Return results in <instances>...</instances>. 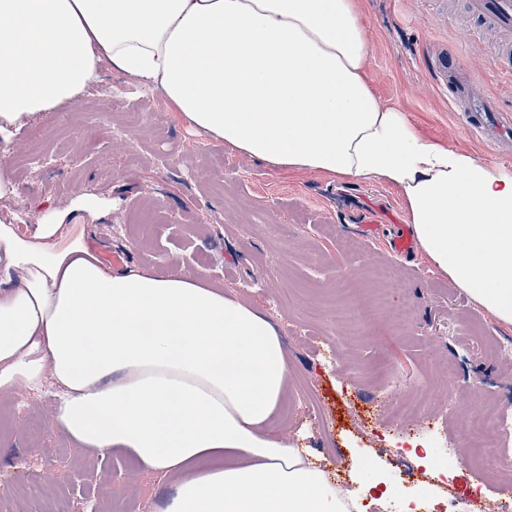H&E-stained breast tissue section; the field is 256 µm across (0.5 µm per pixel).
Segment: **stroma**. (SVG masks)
I'll return each instance as SVG.
<instances>
[{
  "label": "stroma",
  "mask_w": 512,
  "mask_h": 512,
  "mask_svg": "<svg viewBox=\"0 0 512 512\" xmlns=\"http://www.w3.org/2000/svg\"><path fill=\"white\" fill-rule=\"evenodd\" d=\"M369 42L367 73L379 101L405 113L423 138L512 169V141L467 127L451 84L434 66L460 52L462 72L500 111L512 113V53L468 0H358ZM14 194L0 223L31 231L80 197L102 218L84 231L119 271L134 263L202 277L249 301L277 327L293 384L280 419L357 512H405L409 497H440L451 477L481 491L485 512L512 483L470 461L486 436L468 431L478 402L512 405V341L500 322L422 251L399 256L358 230L364 220L406 224L399 188L312 170L273 169L205 134L187 131L166 98L105 70L80 102L41 112L0 140ZM392 268L402 287L387 289ZM50 393L25 384L0 393V512H62L81 487L85 512H158L171 488L125 455L78 453L52 421ZM424 471L408 482L405 466ZM385 479L395 494L360 499ZM111 494H104V485Z\"/></svg>",
  "instance_id": "stroma-1"
}]
</instances>
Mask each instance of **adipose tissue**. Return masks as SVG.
Instances as JSON below:
<instances>
[{
    "label": "adipose tissue",
    "mask_w": 512,
    "mask_h": 512,
    "mask_svg": "<svg viewBox=\"0 0 512 512\" xmlns=\"http://www.w3.org/2000/svg\"><path fill=\"white\" fill-rule=\"evenodd\" d=\"M368 51L357 0H0V136L116 69L270 167L397 186L429 261L512 324V170L381 105ZM65 218L0 224V391L52 388L75 448L172 479L163 512H350L278 428L274 324L205 279L112 270Z\"/></svg>",
    "instance_id": "1"
}]
</instances>
